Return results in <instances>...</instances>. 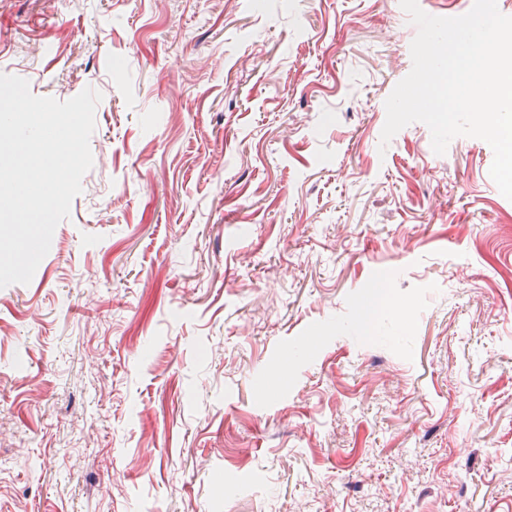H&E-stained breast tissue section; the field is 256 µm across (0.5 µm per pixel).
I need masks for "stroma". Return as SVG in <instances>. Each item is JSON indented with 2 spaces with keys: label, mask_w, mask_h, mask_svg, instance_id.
<instances>
[{
  "label": "stroma",
  "mask_w": 512,
  "mask_h": 512,
  "mask_svg": "<svg viewBox=\"0 0 512 512\" xmlns=\"http://www.w3.org/2000/svg\"><path fill=\"white\" fill-rule=\"evenodd\" d=\"M399 0H0V73L102 95L0 288V512H512V201L381 146Z\"/></svg>",
  "instance_id": "stroma-1"
}]
</instances>
